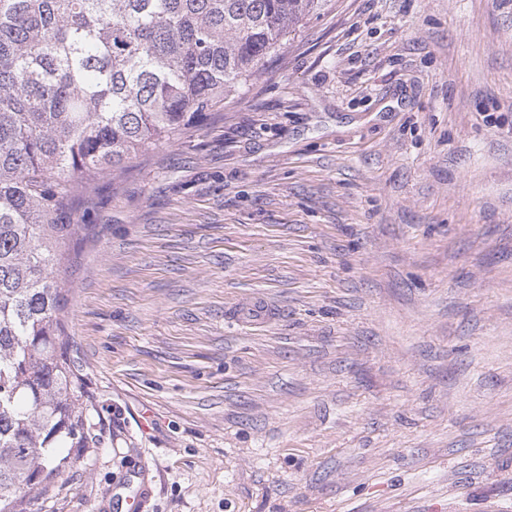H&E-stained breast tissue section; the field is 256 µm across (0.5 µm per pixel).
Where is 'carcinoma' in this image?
Instances as JSON below:
<instances>
[{
    "label": "carcinoma",
    "mask_w": 512,
    "mask_h": 512,
    "mask_svg": "<svg viewBox=\"0 0 512 512\" xmlns=\"http://www.w3.org/2000/svg\"><path fill=\"white\" fill-rule=\"evenodd\" d=\"M331 0H0V512L84 448L90 396L62 336L55 216L238 94Z\"/></svg>",
    "instance_id": "cac0c4a2"
}]
</instances>
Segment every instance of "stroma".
<instances>
[{"instance_id": "stroma-1", "label": "stroma", "mask_w": 512, "mask_h": 512, "mask_svg": "<svg viewBox=\"0 0 512 512\" xmlns=\"http://www.w3.org/2000/svg\"><path fill=\"white\" fill-rule=\"evenodd\" d=\"M57 221L95 411L30 512H512V0H332Z\"/></svg>"}]
</instances>
